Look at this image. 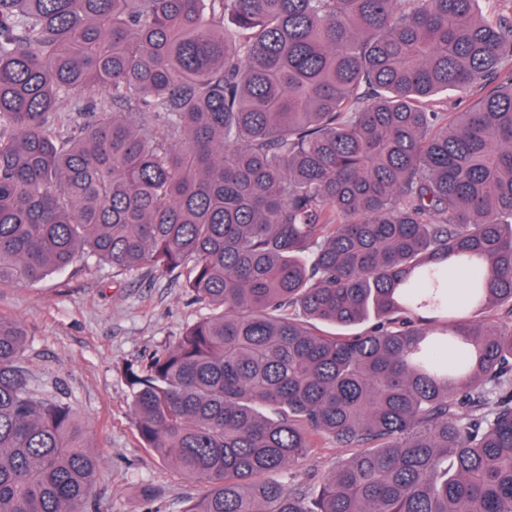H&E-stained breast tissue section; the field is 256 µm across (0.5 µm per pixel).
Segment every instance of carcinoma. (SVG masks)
I'll return each instance as SVG.
<instances>
[{
  "instance_id": "carcinoma-1",
  "label": "carcinoma",
  "mask_w": 512,
  "mask_h": 512,
  "mask_svg": "<svg viewBox=\"0 0 512 512\" xmlns=\"http://www.w3.org/2000/svg\"><path fill=\"white\" fill-rule=\"evenodd\" d=\"M486 2L0 0V285L187 272L207 316L126 370L140 441L204 488L184 512H512V0ZM26 340L0 315V512H92L102 459ZM327 442L356 452L290 474Z\"/></svg>"
}]
</instances>
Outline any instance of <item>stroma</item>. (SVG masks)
<instances>
[{"instance_id":"obj_1","label":"stroma","mask_w":512,"mask_h":512,"mask_svg":"<svg viewBox=\"0 0 512 512\" xmlns=\"http://www.w3.org/2000/svg\"><path fill=\"white\" fill-rule=\"evenodd\" d=\"M185 280L87 258L34 284L0 286V315L28 331L21 365L31 384L72 406L102 456L97 512H184L200 493L137 439L125 376L206 316Z\"/></svg>"}]
</instances>
